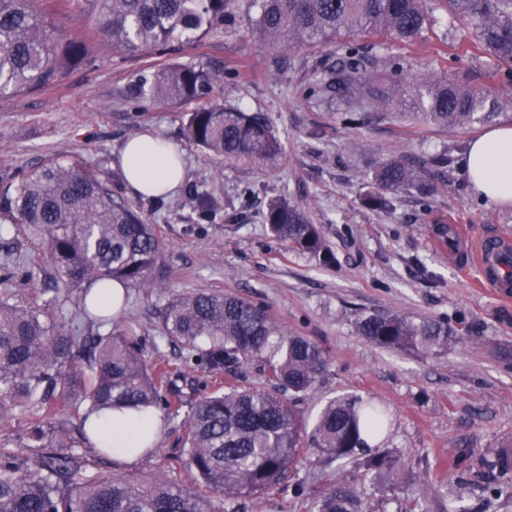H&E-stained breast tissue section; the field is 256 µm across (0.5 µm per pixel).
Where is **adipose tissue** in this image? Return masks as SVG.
<instances>
[{"instance_id": "ef3b65f1", "label": "adipose tissue", "mask_w": 512, "mask_h": 512, "mask_svg": "<svg viewBox=\"0 0 512 512\" xmlns=\"http://www.w3.org/2000/svg\"><path fill=\"white\" fill-rule=\"evenodd\" d=\"M121 163L131 190L145 197L174 190L184 178L179 151L154 132L131 138ZM464 165L475 194L497 204H512V126L493 128L474 140ZM86 429L100 447L111 448L113 459L132 463L157 445L163 421L155 411H115L92 415Z\"/></svg>"}]
</instances>
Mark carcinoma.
Masks as SVG:
<instances>
[{"label":"carcinoma","mask_w":512,"mask_h":512,"mask_svg":"<svg viewBox=\"0 0 512 512\" xmlns=\"http://www.w3.org/2000/svg\"><path fill=\"white\" fill-rule=\"evenodd\" d=\"M93 29L112 39L114 49L140 54L173 40L202 38L224 24L233 0H95ZM466 29L462 52L476 48L499 65L512 84V0H260L254 32L270 46L299 47L344 30L353 36L384 34L397 43H415L433 13ZM89 47L82 39L62 42L48 21L46 0H0V96L62 84ZM338 70L324 71L313 89L321 96L363 98L374 109L405 110L377 85L379 55L344 45ZM412 104L439 127L489 122L487 97L461 84L402 75L389 60ZM216 70L172 64L140 74L128 96L157 104L194 100L213 91ZM187 140L210 155L275 162L281 139L257 113L213 103L186 113ZM378 191L363 198L389 207L388 195L414 188L427 198L433 187L426 171L400 159L378 164L372 176ZM199 217H216L217 202L195 194ZM271 232L290 251L328 264L331 249L321 228L286 200L269 203ZM0 223L35 236L50 259L55 284L42 305H20L0 297V421L18 413L34 416L29 437L41 452L21 456L0 445V512H213L211 495L224 498V512H238L246 496L284 490L305 448L336 461L363 456L374 488L394 492L412 486L399 458L384 446L392 426L387 407L374 399L349 396L330 401L313 427L298 409L326 372L327 359L306 336L281 329L269 311L221 291L170 298L159 310L163 338L185 351V364L210 374L234 372L254 363L264 387L227 384L203 397L177 381L183 369L148 361L131 327H103L106 295L89 300L92 287L118 283L152 288L163 250L154 225L114 197L101 172L74 158L49 159L27 172H0ZM75 300L83 322L73 326L53 316L60 302ZM357 335L388 349L419 354L448 346L454 329L445 320L400 312L356 316ZM79 412V434L89 414L127 408L154 409L181 420L180 453L194 477L186 488L160 476L135 478L119 472H92L68 449L78 447L59 403ZM501 480L487 485L493 496L512 494V459L498 454L483 463ZM309 512H366L356 486L340 482L324 489Z\"/></svg>","instance_id":"obj_1"}]
</instances>
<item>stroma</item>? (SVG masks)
Returning <instances> with one entry per match:
<instances>
[{
	"label": "stroma",
	"mask_w": 512,
	"mask_h": 512,
	"mask_svg": "<svg viewBox=\"0 0 512 512\" xmlns=\"http://www.w3.org/2000/svg\"><path fill=\"white\" fill-rule=\"evenodd\" d=\"M92 0H50L56 32L87 40V57L62 86L0 97V169L28 170L51 158L82 156L111 179L115 197L128 203L164 242L162 275L155 287L130 289L124 312L113 322L130 326L145 356L180 364L181 353L160 339L159 309L174 294L219 290L265 306L286 331L309 337L324 351L327 372L299 405L316 417L331 398L358 394L384 402L393 415L387 444L427 488L429 512H512L511 498H495L477 475L460 474L459 457L489 458L512 445V302L475 287L477 269L450 257L447 219L470 226L477 238L512 244V205H494L470 188L464 158L487 127L440 128L415 118L369 110L365 123L307 88L323 66L338 63L339 42L273 49L252 29L257 0H235L222 28L191 41L136 56L113 50L95 33L88 15ZM459 32L435 23L412 45L388 43L387 53L405 67L482 90L498 103L497 124L512 125V87L478 50L451 60ZM179 63L219 70L214 98L263 115L284 145L272 166L227 160L185 139L183 116L197 101L158 106L129 99L139 73ZM153 130L182 156L185 178L163 202L129 188L120 154L125 142ZM447 153L446 166L435 165ZM424 165L435 192L422 205L416 189L392 195L387 210L362 198L372 192V173L385 159ZM205 192L219 204L214 221H199L189 201ZM283 198L303 208L321 226L335 260L322 266L309 255L288 251L264 213ZM39 245L12 225L0 224V293L27 305L44 299L53 269ZM401 311L448 319L456 332L446 350L422 355L377 347L354 329L360 313ZM180 421L164 424L156 447L126 473L155 471L187 486L192 482L179 452ZM307 496L291 490L241 500V512H308L309 499L342 481L369 486L362 468L326 463L313 449L297 465Z\"/></svg>",
	"instance_id": "obj_1"
}]
</instances>
